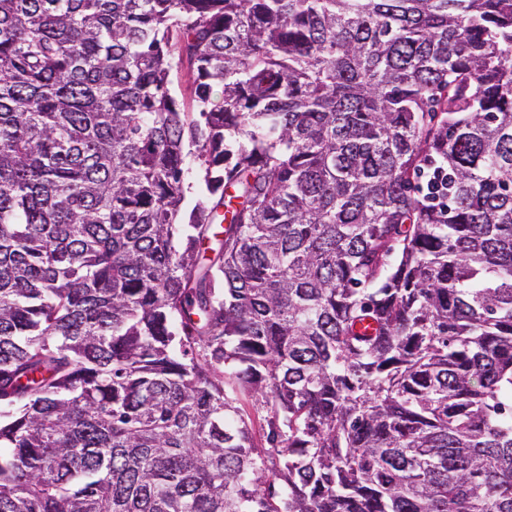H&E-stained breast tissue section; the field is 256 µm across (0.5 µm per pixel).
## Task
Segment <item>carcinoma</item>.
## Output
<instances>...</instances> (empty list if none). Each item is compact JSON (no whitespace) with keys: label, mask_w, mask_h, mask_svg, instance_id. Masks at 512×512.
I'll return each mask as SVG.
<instances>
[{"label":"carcinoma","mask_w":512,"mask_h":512,"mask_svg":"<svg viewBox=\"0 0 512 512\" xmlns=\"http://www.w3.org/2000/svg\"><path fill=\"white\" fill-rule=\"evenodd\" d=\"M0 512H512V0H0ZM241 408L244 410V417L250 421L253 428L255 440L258 444L266 445V432L268 431L265 421L263 420L264 413L256 412L249 398H243L241 401ZM246 414V415H245ZM248 415V418H247Z\"/></svg>","instance_id":"1"}]
</instances>
